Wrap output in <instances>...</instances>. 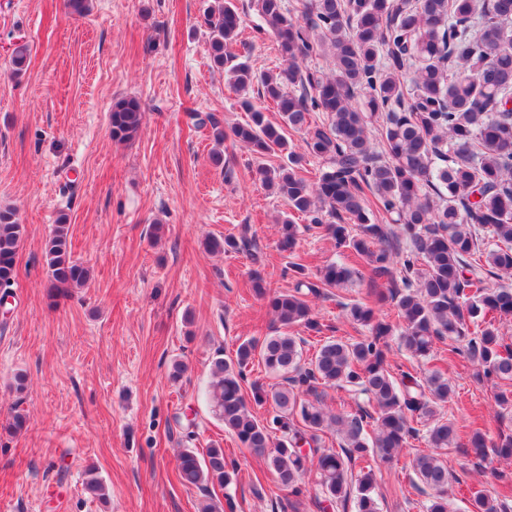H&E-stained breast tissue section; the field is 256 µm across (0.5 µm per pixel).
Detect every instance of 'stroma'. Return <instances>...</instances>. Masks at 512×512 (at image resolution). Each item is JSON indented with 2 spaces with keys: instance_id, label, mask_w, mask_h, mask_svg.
<instances>
[{
  "instance_id": "obj_1",
  "label": "stroma",
  "mask_w": 512,
  "mask_h": 512,
  "mask_svg": "<svg viewBox=\"0 0 512 512\" xmlns=\"http://www.w3.org/2000/svg\"><path fill=\"white\" fill-rule=\"evenodd\" d=\"M251 0H237L243 19L239 54L261 72L284 66L280 49L260 33ZM207 0H92L83 17L64 0H0V207L15 208L25 226L8 314H0V421L13 407L27 416L17 435L0 433V512H199L204 493L178 477L181 428L194 418L198 451L223 446L236 461L231 486L236 512H319L322 493L305 475L292 497L264 459L225 432L207 403L209 360L234 355L240 341L282 329L249 282L242 253H212L204 242L248 234L265 260L268 288L294 287L288 270L310 274L337 261L323 232L301 225L294 252L281 251L277 225L286 202L260 181L258 164L275 167L283 154L257 162L245 146L216 144L193 116L212 114L224 128L244 122L242 96L213 70L203 24ZM29 56L14 74V45ZM138 98L143 125L133 142H114L112 105ZM66 216L74 258L91 271L87 287L51 300L45 250ZM376 283L356 278L313 299L323 336L364 334L344 304L365 298ZM438 343L436 360L454 394L441 410L458 437L441 455L457 479L451 497L467 512L471 492L512 481V464L476 467L472 428L487 441L512 432L495 389L477 381L471 364ZM186 363L172 381L173 361ZM27 388L16 393V374ZM412 441L391 463L373 465L381 512H423L426 494L413 489L412 458L428 451ZM95 467L107 498L85 488Z\"/></svg>"
}]
</instances>
